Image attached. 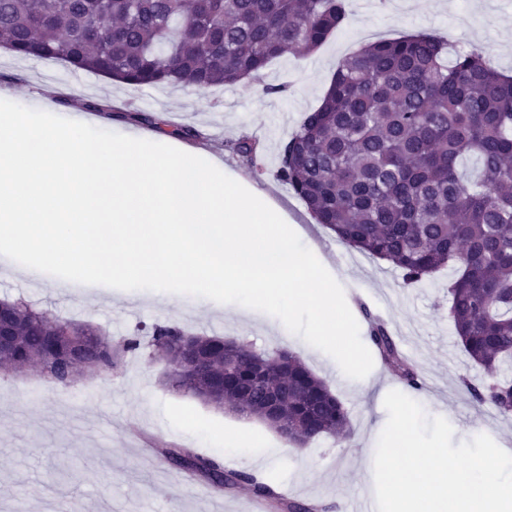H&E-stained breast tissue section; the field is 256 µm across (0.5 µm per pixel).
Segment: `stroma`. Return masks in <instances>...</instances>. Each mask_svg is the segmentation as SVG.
Masks as SVG:
<instances>
[{"mask_svg": "<svg viewBox=\"0 0 512 512\" xmlns=\"http://www.w3.org/2000/svg\"><path fill=\"white\" fill-rule=\"evenodd\" d=\"M416 33L436 35L452 48L480 42L492 66L512 75V0H349L343 24L313 53L286 54L258 79L212 88L203 98L164 85L130 88L59 61L20 59L0 49V99L75 121L87 101L162 116L168 145L220 158L225 171L265 189L287 211L290 224L302 228L335 280L343 289H355L346 302L358 324L371 315L386 325L425 383L412 399L427 417L450 423L453 443L485 434L512 446V419L477 406L460 385L485 374L467 360L448 319L453 267L404 283L388 262L343 246L334 232L316 224L275 176L283 141L320 105L339 61L360 44ZM267 85L276 86V93H264ZM181 127L198 131V138L172 137ZM242 137L258 142L260 169H249L228 149V142ZM16 268V262L0 256V300H25L50 317L91 323L115 339L135 335L145 344L153 325L174 324L259 349H289L342 401L350 434L343 440L321 436L303 449H291L260 421L169 390L166 363L143 353L67 388L31 364L0 370V512H16L20 505L25 512H65L74 501L83 512H246L249 490L213 493L202 477L172 467L159 454H143L138 447L143 439L158 449L187 446L228 459L238 470L263 462L289 498L327 502L332 512H348L353 499L374 494L370 442L387 423L386 394L404 388L382 360H375L366 377L352 379L338 374L332 357L262 312L244 319L232 304L102 285L75 283L63 294L57 277L42 275L34 285ZM242 437L248 447H234Z\"/></svg>", "mask_w": 512, "mask_h": 512, "instance_id": "35a3bbf8", "label": "stroma"}]
</instances>
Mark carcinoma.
<instances>
[{"instance_id":"cac0c4a2","label":"carcinoma","mask_w":512,"mask_h":512,"mask_svg":"<svg viewBox=\"0 0 512 512\" xmlns=\"http://www.w3.org/2000/svg\"><path fill=\"white\" fill-rule=\"evenodd\" d=\"M348 0H0V45L20 58L51 59L131 87L168 84L204 93L253 78L287 53L318 49L347 16ZM230 148L258 167L257 143ZM276 177L288 183L317 223L347 247L393 264L415 283L455 263L448 317L458 345L491 375L463 381L479 404L512 416V75L493 69L483 50L418 33L360 46L337 66L317 109L283 145ZM14 321V346L0 363L42 362L62 385L87 368L112 370L140 341L118 342L89 323L60 321L29 304L1 300ZM58 338L47 358L44 336ZM186 332L152 328L148 357L169 367L166 385L209 402L224 379V403L244 419L269 423L267 394L282 393L288 444L344 436L349 416L328 384L293 353L238 343L236 366L224 369V338L192 335L208 357L183 380L178 364ZM368 339L411 390L424 382L400 354L385 325L368 319ZM162 455L203 475L216 490L249 487L272 512H318L288 501L247 471H227L214 457L172 446Z\"/></svg>"}]
</instances>
